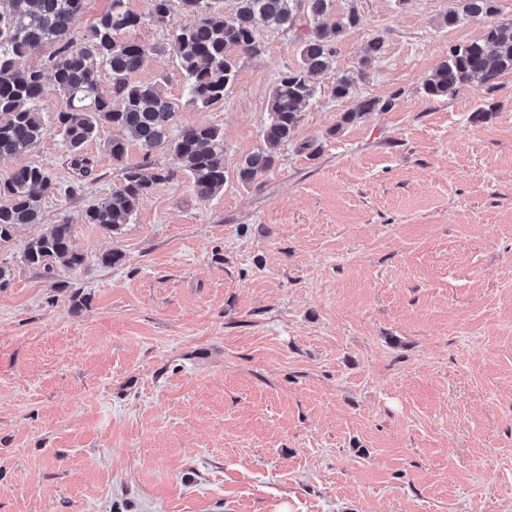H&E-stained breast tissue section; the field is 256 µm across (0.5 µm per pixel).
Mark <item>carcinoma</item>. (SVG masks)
Instances as JSON below:
<instances>
[{"label": "carcinoma", "instance_id": "1", "mask_svg": "<svg viewBox=\"0 0 512 512\" xmlns=\"http://www.w3.org/2000/svg\"><path fill=\"white\" fill-rule=\"evenodd\" d=\"M86 0H0V158L31 151L47 134L41 103L49 72L54 87L68 100L69 109L58 113L55 128L78 171H89L91 160L85 145L99 129L111 125L137 141L145 155L170 147L175 167L147 177L138 166L122 168L121 182L112 193L85 211L88 224L116 232L129 223L140 201L153 184L184 172L192 179L197 195L209 199L224 187V134L213 125L188 127L170 136L174 105L163 98L158 83H142L136 73L158 49L126 38L141 23V17L126 7V0H111L110 8L90 26L80 40L71 30L85 9ZM443 24L451 26L463 17L490 21L484 37L450 50V54L424 84L432 99L454 96L475 87L489 95L499 76L512 72V20L495 21L496 0H460ZM333 0H237L235 14L224 17L215 0H150V17L164 22L175 13L191 14L195 21L171 32L175 58L185 76L187 99L208 108L224 100L234 83L243 55L260 53L257 29L261 25L292 27L297 12L309 20L302 36L300 65L282 73L272 92L270 119L263 129L268 150L259 151L239 165L240 181H256L275 164L274 148L290 139L302 104L312 99V74L330 69L336 56V41L357 23L356 13L336 18L331 24L319 19L331 11ZM55 47L46 70L22 65L39 48ZM112 76V87L98 91L101 70ZM59 189L50 176L35 165L23 166L0 181V243L12 238L21 225L40 221L41 196ZM72 225L63 221L51 231L30 240L23 260L50 275L57 263L78 267L83 255L72 249Z\"/></svg>", "mask_w": 512, "mask_h": 512}]
</instances>
